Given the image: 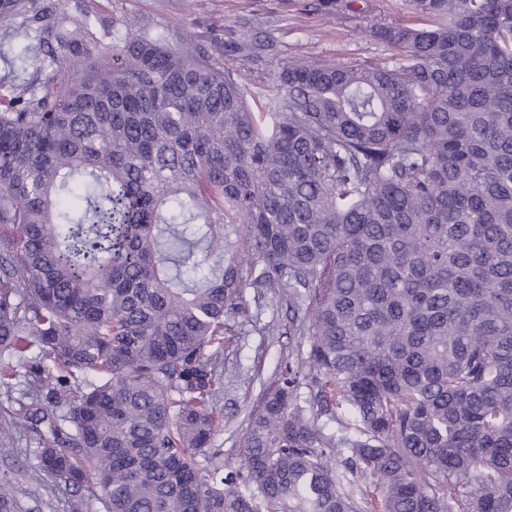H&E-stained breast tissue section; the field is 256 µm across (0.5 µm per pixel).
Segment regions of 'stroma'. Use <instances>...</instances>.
I'll use <instances>...</instances> for the list:
<instances>
[{"mask_svg": "<svg viewBox=\"0 0 512 512\" xmlns=\"http://www.w3.org/2000/svg\"><path fill=\"white\" fill-rule=\"evenodd\" d=\"M70 14L89 17L105 45H120L131 35L161 37L172 45H188L205 53L215 67L234 72L248 91L254 111L265 106L264 92L278 74L298 60L372 66L394 52L370 38L375 25H428L407 0H356L353 9L329 0H24L19 13L0 15V86L33 94L49 82L55 67L37 31L43 20ZM257 322L224 350V373L231 382L217 401L224 429L215 439L230 463L239 460L248 415L262 403L278 360L295 358L307 340L288 333L286 307L259 298L251 304ZM7 474L29 512H70L67 496L45 503L32 494L28 473L13 458L0 455V474Z\"/></svg>", "mask_w": 512, "mask_h": 512, "instance_id": "obj_1", "label": "stroma"}]
</instances>
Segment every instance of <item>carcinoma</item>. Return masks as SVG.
<instances>
[{
    "instance_id": "carcinoma-1",
    "label": "carcinoma",
    "mask_w": 512,
    "mask_h": 512,
    "mask_svg": "<svg viewBox=\"0 0 512 512\" xmlns=\"http://www.w3.org/2000/svg\"><path fill=\"white\" fill-rule=\"evenodd\" d=\"M412 2L434 24L367 31L394 61L293 63L264 112L188 46L40 26L60 86L0 108V450L46 497L512 512V0ZM249 288L308 349L226 472Z\"/></svg>"
}]
</instances>
